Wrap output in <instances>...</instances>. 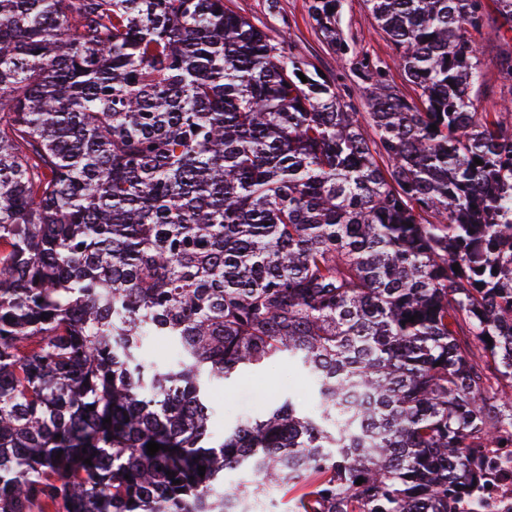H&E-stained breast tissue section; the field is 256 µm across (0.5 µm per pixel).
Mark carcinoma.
I'll return each instance as SVG.
<instances>
[{
	"label": "carcinoma",
	"instance_id": "carcinoma-1",
	"mask_svg": "<svg viewBox=\"0 0 512 512\" xmlns=\"http://www.w3.org/2000/svg\"><path fill=\"white\" fill-rule=\"evenodd\" d=\"M366 2L415 103L355 54V111L224 0H0V512H449L467 449L512 445L491 17ZM341 7L309 14L346 57ZM494 65L512 93V45ZM283 359L316 410L215 439L216 391ZM500 21L490 23L480 35H476V41L480 45L483 55L481 56L482 83L480 91H474L472 97V112H493L492 101H500V96L507 97L508 90L501 89V80L493 65L492 59L498 48L508 42L512 45V31L506 26H501ZM486 91V93H485Z\"/></svg>",
	"mask_w": 512,
	"mask_h": 512
}]
</instances>
